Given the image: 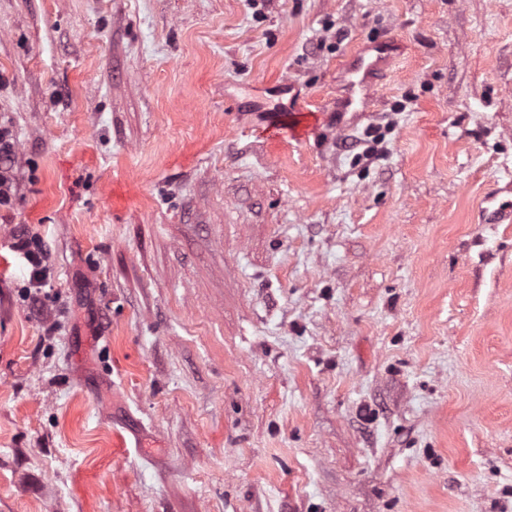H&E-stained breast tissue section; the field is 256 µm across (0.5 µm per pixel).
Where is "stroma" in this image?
<instances>
[{
	"label": "stroma",
	"instance_id": "35a3bbf8",
	"mask_svg": "<svg viewBox=\"0 0 512 512\" xmlns=\"http://www.w3.org/2000/svg\"><path fill=\"white\" fill-rule=\"evenodd\" d=\"M1 120L0 512H512V0H0ZM392 47L393 44L382 39L364 42L342 64L344 83L343 95L338 102L340 113L351 111L361 115L368 112L370 89L395 59ZM16 139L12 127L0 123V210L11 209L16 198V175L13 159ZM16 237L13 249L30 267L29 281L37 294L50 280L51 268L45 245L40 237L33 234L22 233Z\"/></svg>",
	"mask_w": 512,
	"mask_h": 512
}]
</instances>
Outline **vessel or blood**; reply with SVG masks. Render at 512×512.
<instances>
[{
    "mask_svg": "<svg viewBox=\"0 0 512 512\" xmlns=\"http://www.w3.org/2000/svg\"><path fill=\"white\" fill-rule=\"evenodd\" d=\"M393 60L389 41L377 39L362 43L342 65L343 95L338 103L339 111L357 115L367 112L370 90Z\"/></svg>",
    "mask_w": 512,
    "mask_h": 512,
    "instance_id": "vessel-or-blood-1",
    "label": "vessel or blood"
}]
</instances>
